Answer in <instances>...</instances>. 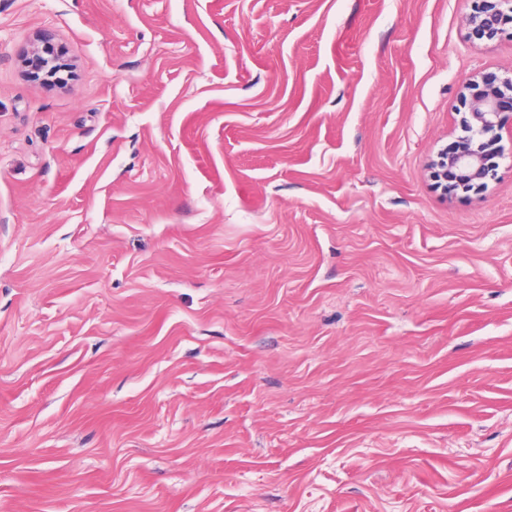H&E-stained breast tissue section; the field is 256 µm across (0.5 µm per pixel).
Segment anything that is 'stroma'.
<instances>
[{
  "instance_id": "35a3bbf8",
  "label": "stroma",
  "mask_w": 512,
  "mask_h": 512,
  "mask_svg": "<svg viewBox=\"0 0 512 512\" xmlns=\"http://www.w3.org/2000/svg\"><path fill=\"white\" fill-rule=\"evenodd\" d=\"M467 10L0 0V512H512V159L425 169L512 74ZM25 59L37 71H44L46 75H56L63 63L60 59V52L53 43V36L43 33L36 43L26 50ZM459 99L460 125L467 135L449 149L439 150L426 164L435 183L450 196L460 189L484 191L498 179V166L489 160L504 156L501 137L483 138L510 121L512 139V76L499 80L473 76L464 83Z\"/></svg>"
}]
</instances>
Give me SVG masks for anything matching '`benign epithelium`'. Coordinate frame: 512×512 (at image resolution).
Wrapping results in <instances>:
<instances>
[{"label": "benign epithelium", "instance_id": "benign-epithelium-1", "mask_svg": "<svg viewBox=\"0 0 512 512\" xmlns=\"http://www.w3.org/2000/svg\"><path fill=\"white\" fill-rule=\"evenodd\" d=\"M470 2L471 11L465 16L469 37L491 41L512 30V0ZM25 59L48 76L61 69L60 52L49 33L26 50ZM459 99L465 136L452 147L439 150L426 164L435 183L450 196L460 189L484 191L498 179V166L491 159L503 156L504 147L501 137L491 132L512 122V76L476 75L464 83Z\"/></svg>", "mask_w": 512, "mask_h": 512}]
</instances>
